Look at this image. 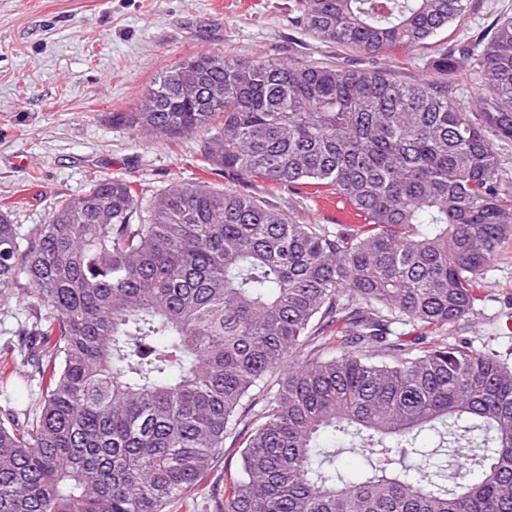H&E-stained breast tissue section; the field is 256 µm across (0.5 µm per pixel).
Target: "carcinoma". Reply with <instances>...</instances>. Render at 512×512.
Returning a JSON list of instances; mask_svg holds the SVG:
<instances>
[{
  "label": "carcinoma",
  "instance_id": "cac0c4a2",
  "mask_svg": "<svg viewBox=\"0 0 512 512\" xmlns=\"http://www.w3.org/2000/svg\"><path fill=\"white\" fill-rule=\"evenodd\" d=\"M471 0H296L307 34L397 55ZM414 83L333 64L200 52L112 119L200 134L207 164L348 202L359 223L298 224L247 190L177 181L149 197L101 175L23 233L0 207V295L47 305L21 330L37 406L0 413V512H512V369L433 335L483 301L512 238V16ZM198 75L180 90L183 70ZM402 326L427 334L406 339ZM327 432L366 461L356 479ZM469 450L459 468L419 446ZM235 476L202 480L224 441Z\"/></svg>",
  "mask_w": 512,
  "mask_h": 512
}]
</instances>
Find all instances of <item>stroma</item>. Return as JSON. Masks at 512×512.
<instances>
[{"instance_id": "1", "label": "stroma", "mask_w": 512, "mask_h": 512, "mask_svg": "<svg viewBox=\"0 0 512 512\" xmlns=\"http://www.w3.org/2000/svg\"><path fill=\"white\" fill-rule=\"evenodd\" d=\"M296 0H0V205L22 228L48 221L62 196L83 192L108 173L137 181L151 195L182 179L220 189L223 175L203 169L200 141L178 145L134 137L113 122L133 111L162 70L201 51L242 58L339 64L382 69L412 83L430 75L444 49L461 50L470 36L512 16V0H472L463 20L404 58L370 59L313 39L295 23ZM251 193L301 224L344 228L348 215L335 198L305 200L291 190ZM488 298L474 314L449 325L445 336L490 346L512 360V336L492 333L512 315V240L487 267ZM30 296L0 301V409L24 410L41 394L39 380L22 382L16 348L30 314Z\"/></svg>"}]
</instances>
